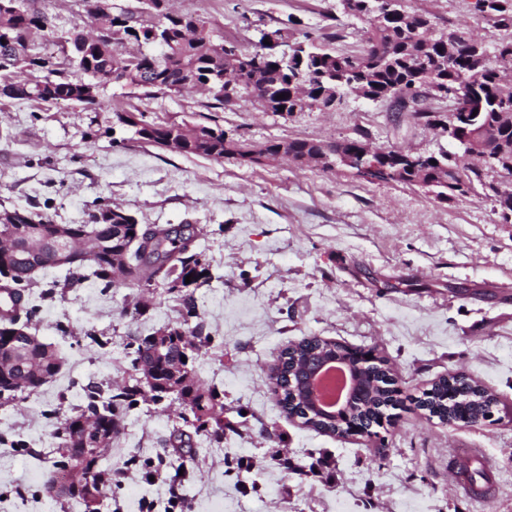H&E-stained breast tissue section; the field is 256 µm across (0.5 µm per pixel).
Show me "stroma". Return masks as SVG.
<instances>
[{"label": "stroma", "mask_w": 512, "mask_h": 512, "mask_svg": "<svg viewBox=\"0 0 512 512\" xmlns=\"http://www.w3.org/2000/svg\"><path fill=\"white\" fill-rule=\"evenodd\" d=\"M204 18L216 35L253 50L264 30L291 23L318 40L340 27L339 51L363 46L366 19L339 0H168ZM55 29L37 41L55 57L59 42L89 30L81 0H35ZM412 10L478 36L494 29L475 0H407ZM96 136L90 113L71 102L0 97V211L22 209L57 224H83L98 199L142 228L197 225L195 242L212 279L194 289L203 335L198 381L224 402L223 441L192 434L194 456L171 440L179 404L149 399L123 416L106 448L108 466L127 464L103 488V512H142L178 492L182 512H512V223H502L482 189L442 202L420 188L368 180L354 169L298 164L268 155L291 139L336 145L365 132L375 149L453 151L446 134L392 112L387 101L348 96L332 112H264L251 100L214 109L197 91L144 95L109 84L100 91ZM158 123L220 125L254 149L252 158L214 161L165 151L113 126L116 112ZM29 331L61 358L57 377L25 401L0 402V512H72L41 487L65 420L86 388L130 384L132 344L172 325L178 292L84 279L82 270L38 271L25 292ZM143 315H135L136 305ZM94 333L105 346L89 344ZM320 336L373 346L400 389L392 421L373 438L338 437L288 418L270 376L289 346ZM462 373L498 398L474 426L442 424L417 402L439 378ZM482 448L501 470L483 500L456 494L455 449ZM253 461L250 480L238 461ZM158 472L149 482V472Z\"/></svg>", "instance_id": "35a3bbf8"}]
</instances>
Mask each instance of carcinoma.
I'll use <instances>...</instances> for the list:
<instances>
[{"instance_id": "carcinoma-1", "label": "carcinoma", "mask_w": 512, "mask_h": 512, "mask_svg": "<svg viewBox=\"0 0 512 512\" xmlns=\"http://www.w3.org/2000/svg\"><path fill=\"white\" fill-rule=\"evenodd\" d=\"M91 26H122L124 33L139 30L143 33L140 45L145 47L140 61L141 71L127 76L125 83L146 93L182 91L181 85L188 76L196 77V83L205 85L213 78V58L224 43L214 40L210 25L193 15L182 14L172 17L166 11L167 0H150L154 4L151 12L133 13L120 9L112 16L92 13L93 0H83ZM352 14L368 19L364 31L363 46L359 51H336L315 43L309 36L300 41L286 27L269 29L261 33L259 48L251 54L264 59L263 66L248 72H239L233 60L224 66L235 74L240 82V97L254 99L265 112L291 115L295 112L313 110L317 104L331 102L355 93L359 81L365 88V98L371 100H400L406 96L424 97L434 102H451V93L458 92L471 99L474 116L463 121L458 128L459 143L486 140L491 143L512 145V123L504 122L500 113L512 108V86L503 83L501 63L512 61V38L477 41L469 31L448 24L439 26L426 12L414 11L405 17L379 18L372 14L373 0H352ZM489 3L488 13L492 15L493 27L497 30H512V0H485ZM157 30L166 40V49L158 52L153 48L149 32ZM54 31L53 18L34 7L33 0H26L20 10L5 21V30L0 33V71L18 67V58H29L28 67L44 73L22 82L10 83L0 93L10 98H21L37 102H72L82 95L85 85L98 75L126 72V54L123 47L112 44V48L91 46L76 57L73 65L85 78L71 80L56 76L50 69V57L29 53L35 38L49 35ZM275 35L279 40H288L296 46L294 56L284 70L275 68L277 59L272 47L263 40ZM285 98H279V95ZM411 117L428 127H438L442 122V110L426 108L413 112ZM143 127L135 130L139 140L152 144L166 136L174 127L173 123H155L140 115ZM210 132L205 141L193 143L185 155L204 159L222 160L230 158L229 148L235 146L226 140L224 130L219 127L202 126ZM458 166L455 156L448 152L427 156L426 166L421 172L410 173L405 183L417 178L451 175V169ZM491 168L487 163L473 164L463 168L464 195L475 186L491 193L497 206L505 199L499 188L488 180ZM112 212V203L100 201L89 214V224H68L64 232L69 238L86 237V258L75 264L87 269L86 277L104 284H112L115 268L123 265L112 263V253L94 251L97 239H114V246L123 242H134L129 261L132 267L122 273L124 280L141 285L162 274L169 280L170 289L200 288L209 283L211 273L202 255L193 251L192 244L197 237L193 224H179L176 228H156L136 236L133 228L125 226L122 236H117L115 224L107 222ZM0 223V234L14 237L16 246L28 252L19 258L15 253L0 251V277L10 285L13 300L12 314L3 319L12 323L19 319V310L26 288L32 277L30 268L41 262H49L51 255L64 246L57 237L58 227L46 219L28 217L26 224L10 223L11 215L4 213ZM190 283H185L187 275ZM197 317L194 298L187 294L179 320L171 326L172 334L165 348H158L143 337L136 341L133 368L138 364L153 365L158 379L169 382L168 370L177 365L180 377L176 383L182 385L187 395V404L182 414L183 421H191L197 431L213 429V436L224 439V403L212 390L202 387L195 380L194 360H181L182 340L191 336L199 344L208 342L200 336L199 325L192 323ZM60 358L48 345L30 342L0 329V383L9 385L0 398L8 401H22L50 382L58 373ZM470 386L462 384L459 397L448 396V388L442 386L431 391L424 407L438 418L446 415L457 416L463 411L474 413L479 403L470 395ZM157 399L154 388L141 379L135 383L107 393L91 392L83 410L66 419L62 435L59 436L57 455L49 468L43 483L45 496L55 499L66 497L83 508L84 512H99L102 486L98 476L104 460L100 450L98 434L117 435L121 429V415L133 409L138 398ZM389 400V395L376 393L371 407L358 414L362 426L368 428L374 421L380 406ZM94 419L95 431L87 432L82 421Z\"/></svg>"}]
</instances>
